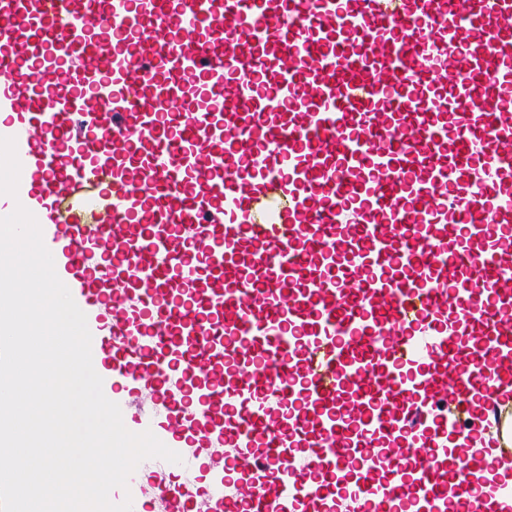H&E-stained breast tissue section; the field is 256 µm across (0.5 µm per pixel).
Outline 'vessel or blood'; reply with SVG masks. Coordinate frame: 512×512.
I'll use <instances>...</instances> for the list:
<instances>
[{
    "label": "vessel or blood",
    "mask_w": 512,
    "mask_h": 512,
    "mask_svg": "<svg viewBox=\"0 0 512 512\" xmlns=\"http://www.w3.org/2000/svg\"><path fill=\"white\" fill-rule=\"evenodd\" d=\"M264 89L253 86L255 78ZM512 0H0V136L141 512H448L512 457Z\"/></svg>",
    "instance_id": "b4317fda"
}]
</instances>
